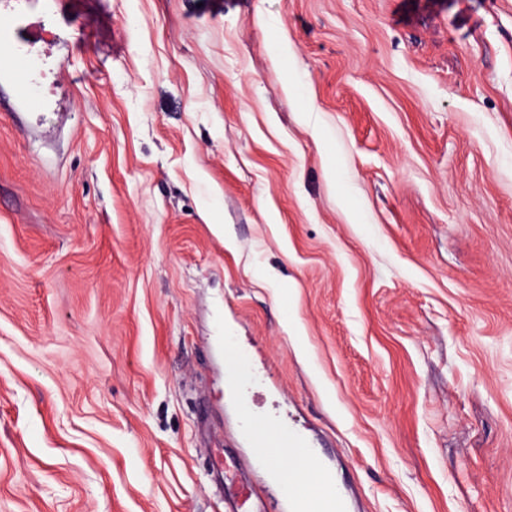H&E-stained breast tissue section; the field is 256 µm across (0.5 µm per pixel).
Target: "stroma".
I'll list each match as a JSON object with an SVG mask.
<instances>
[{
  "label": "stroma",
  "mask_w": 512,
  "mask_h": 512,
  "mask_svg": "<svg viewBox=\"0 0 512 512\" xmlns=\"http://www.w3.org/2000/svg\"><path fill=\"white\" fill-rule=\"evenodd\" d=\"M0 88V512H224L244 418L348 512H512V0H29ZM17 28L12 16L0 14V76L12 82L16 102L24 107L37 106L40 98L34 91L32 74L35 60L28 52L16 49ZM245 431L249 435L251 450L255 459L266 461L275 448H291V450L326 475L334 474V470L317 454L315 448L298 435H288L283 428H273L264 417L250 416L245 422Z\"/></svg>",
  "instance_id": "35a3bbf8"
}]
</instances>
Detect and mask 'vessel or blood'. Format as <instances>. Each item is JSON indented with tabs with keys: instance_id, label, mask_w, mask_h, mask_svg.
<instances>
[{
	"instance_id": "vessel-or-blood-1",
	"label": "vessel or blood",
	"mask_w": 512,
	"mask_h": 512,
	"mask_svg": "<svg viewBox=\"0 0 512 512\" xmlns=\"http://www.w3.org/2000/svg\"><path fill=\"white\" fill-rule=\"evenodd\" d=\"M17 28L12 16L0 14V76L12 82L16 102L21 106L39 105L40 99L34 91L32 74L35 69L33 57L17 50ZM245 431L250 438L252 452L256 459L267 460L269 454L277 448H288L297 453L311 465L323 472L332 474L331 465L326 463L310 448L300 436L286 433L283 429L272 427L269 420L261 416L248 417ZM253 502V512H301L303 499L293 486L261 485L250 475H242L231 498L226 499V512H238L240 503Z\"/></svg>"
}]
</instances>
